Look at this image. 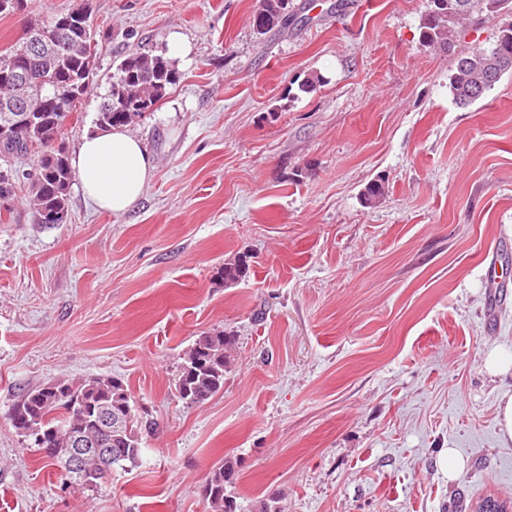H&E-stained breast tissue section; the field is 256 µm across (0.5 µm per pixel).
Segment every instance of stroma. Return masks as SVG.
<instances>
[{
	"mask_svg": "<svg viewBox=\"0 0 512 512\" xmlns=\"http://www.w3.org/2000/svg\"><path fill=\"white\" fill-rule=\"evenodd\" d=\"M0 16V51L29 20ZM260 0H91L94 90L65 127L97 129L117 65L193 51L129 124L155 171L122 214L72 185L44 224L25 189L0 212V512H206L202 487L240 463V512H473L512 503V445L496 404L512 373V294L488 312L484 255L512 244V75L474 105L449 77L498 20L420 47L428 0H289L292 24L257 35ZM318 73L310 93L299 83ZM386 193L361 202L370 181ZM248 272L224 284V264ZM236 338L223 391L185 404L175 379L204 333ZM120 379L157 421L138 467L63 484L11 413L54 380ZM453 448L466 462L449 480Z\"/></svg>",
	"mask_w": 512,
	"mask_h": 512,
	"instance_id": "1",
	"label": "stroma"
}]
</instances>
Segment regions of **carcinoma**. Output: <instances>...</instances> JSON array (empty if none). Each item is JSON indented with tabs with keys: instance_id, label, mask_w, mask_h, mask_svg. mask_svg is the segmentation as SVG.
<instances>
[{
	"instance_id": "carcinoma-1",
	"label": "carcinoma",
	"mask_w": 512,
	"mask_h": 512,
	"mask_svg": "<svg viewBox=\"0 0 512 512\" xmlns=\"http://www.w3.org/2000/svg\"><path fill=\"white\" fill-rule=\"evenodd\" d=\"M289 0H260L254 17L260 19L256 33L263 35L288 23ZM507 16L498 27L493 43L476 44L457 59L450 76L449 89L460 106H469L484 97L501 77L512 73V0H429L428 11L420 23V46L447 47L450 37L468 25L482 23L490 17ZM98 31L87 24L83 35L61 40L41 54V66L52 84L39 96L31 94L29 107L40 113L29 132L10 140L0 139V166L6 161L16 165L22 159L37 158L36 177L27 179L29 202L39 218L45 213L68 214L70 190L75 173L63 141L64 126L73 114L75 103L88 95L93 86ZM31 60L26 39L0 53L3 65L24 68ZM178 80L175 65L162 55L135 52L117 65L108 94L101 106L98 124L108 129L127 126L141 114L151 111L162 101ZM384 194L383 182L373 180L362 191L363 204L373 206ZM235 336L219 333L199 336L185 352L176 389L186 403L202 404L224 389V376L231 365ZM123 403L121 428L102 437L91 423L87 410L98 405ZM13 426L23 431L39 426L53 434L54 446H69L72 430L92 440H102V448L114 458L112 468L124 471L138 466L143 434L154 431L155 423L142 416L134 406L123 383L114 378H90L84 381L55 380L29 390L13 408ZM238 462L226 458L210 472L202 489L208 512H237L232 495Z\"/></svg>"
}]
</instances>
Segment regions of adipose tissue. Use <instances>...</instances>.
Masks as SVG:
<instances>
[{
    "instance_id": "ef3b65f1",
    "label": "adipose tissue",
    "mask_w": 512,
    "mask_h": 512,
    "mask_svg": "<svg viewBox=\"0 0 512 512\" xmlns=\"http://www.w3.org/2000/svg\"><path fill=\"white\" fill-rule=\"evenodd\" d=\"M86 197L121 214L140 198L154 163L141 141L120 128L85 135L71 160Z\"/></svg>"
}]
</instances>
